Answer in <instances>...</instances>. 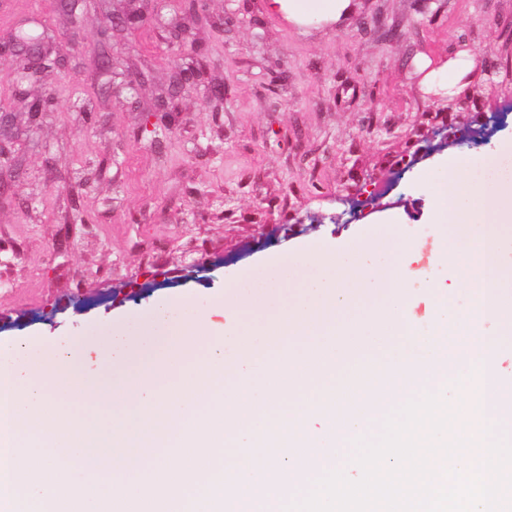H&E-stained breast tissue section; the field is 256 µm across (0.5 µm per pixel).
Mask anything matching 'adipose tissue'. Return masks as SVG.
<instances>
[{
	"label": "adipose tissue",
	"instance_id": "adipose-tissue-1",
	"mask_svg": "<svg viewBox=\"0 0 512 512\" xmlns=\"http://www.w3.org/2000/svg\"><path fill=\"white\" fill-rule=\"evenodd\" d=\"M351 4L352 0H268V9L303 27L315 18L329 25L338 23L349 14ZM418 70L427 93L453 99L473 83L479 72V60L464 45L445 58H424Z\"/></svg>",
	"mask_w": 512,
	"mask_h": 512
}]
</instances>
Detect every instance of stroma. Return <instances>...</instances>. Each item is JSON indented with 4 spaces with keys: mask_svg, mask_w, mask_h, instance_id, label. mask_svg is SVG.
<instances>
[{
    "mask_svg": "<svg viewBox=\"0 0 512 512\" xmlns=\"http://www.w3.org/2000/svg\"><path fill=\"white\" fill-rule=\"evenodd\" d=\"M205 5L202 75L166 114L153 106L181 57L168 27L184 0H153L144 27L114 28L107 73L93 50L119 0H90L76 29L55 0H0V38L37 18L75 51L74 68L31 86L55 102L37 119L15 96L12 64L0 65V104L12 111L0 157L1 350L89 337L184 296L215 319L217 295L305 246H335L360 308L359 238L371 239L378 272L398 237L415 245L410 268L438 265V227L413 175L435 178L437 156L512 140V0H352L340 23L301 31L266 0ZM463 44L479 78L451 101L425 94L419 58ZM135 68L152 80L131 90ZM386 209L404 223H372Z\"/></svg>",
    "mask_w": 512,
    "mask_h": 512,
    "instance_id": "stroma-1",
    "label": "stroma"
}]
</instances>
